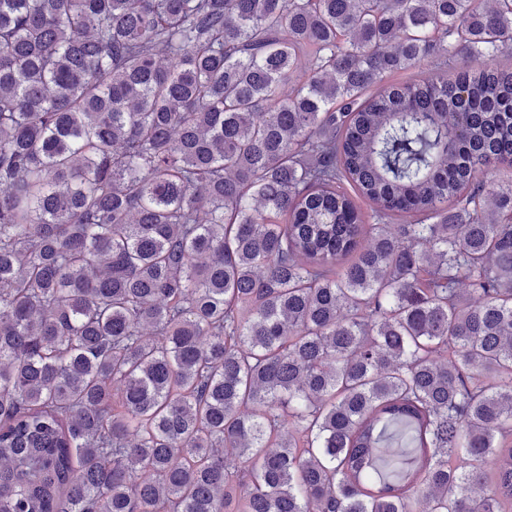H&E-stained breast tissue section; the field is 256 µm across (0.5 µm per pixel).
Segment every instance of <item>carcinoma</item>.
Instances as JSON below:
<instances>
[{"instance_id":"cac0c4a2","label":"carcinoma","mask_w":512,"mask_h":512,"mask_svg":"<svg viewBox=\"0 0 512 512\" xmlns=\"http://www.w3.org/2000/svg\"><path fill=\"white\" fill-rule=\"evenodd\" d=\"M421 500L512 512V0H0V512Z\"/></svg>"}]
</instances>
